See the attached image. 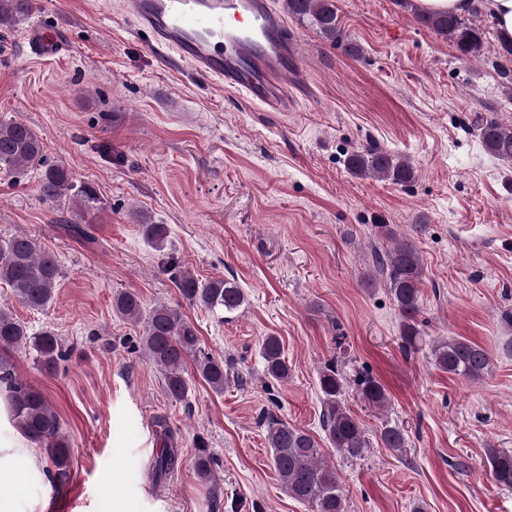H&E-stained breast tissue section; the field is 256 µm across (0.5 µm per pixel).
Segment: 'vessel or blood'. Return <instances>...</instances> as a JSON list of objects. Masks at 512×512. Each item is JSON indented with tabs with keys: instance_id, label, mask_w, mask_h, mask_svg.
<instances>
[{
	"instance_id": "vessel-or-blood-1",
	"label": "vessel or blood",
	"mask_w": 512,
	"mask_h": 512,
	"mask_svg": "<svg viewBox=\"0 0 512 512\" xmlns=\"http://www.w3.org/2000/svg\"><path fill=\"white\" fill-rule=\"evenodd\" d=\"M122 12L132 32L148 35L151 52L176 54L198 78L220 83L263 111H288L291 90L307 81L297 41L272 0H122ZM29 48L47 56L66 45L39 28Z\"/></svg>"
}]
</instances>
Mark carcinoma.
Instances as JSON below:
<instances>
[{
    "label": "carcinoma",
    "instance_id": "carcinoma-1",
    "mask_svg": "<svg viewBox=\"0 0 512 512\" xmlns=\"http://www.w3.org/2000/svg\"><path fill=\"white\" fill-rule=\"evenodd\" d=\"M288 15L306 20L326 40L344 42L335 0H286ZM32 0H0V25L26 15ZM417 24L432 29L453 43L460 56L477 58L483 54L482 31L467 19L445 12H418ZM478 137L486 150L495 157L512 161V125L495 116L477 120ZM348 170L360 177H374L396 184L409 183L414 177L410 162L369 143L346 155ZM39 170L41 200L56 207L67 202L66 215L59 221L69 225L77 236H87L82 227L86 216L98 209L99 198L89 185H77L70 170L58 162L47 160L43 142L35 129L24 121L0 117V170L23 174ZM383 237L393 245L373 253V266L384 279L401 321L400 348L408 356L419 349L422 341L419 316L423 305L426 270L420 250L406 236L388 224L378 225ZM144 237L162 251L169 237L164 224H142ZM164 272L177 289L180 298L190 306L213 314H233L244 308L246 295L238 282L231 278L201 279L186 269L174 257H169ZM60 265L55 255L41 249L26 235L0 239V281L7 283L16 300L31 310H44L55 299L60 277ZM116 313L142 327L141 345L149 360L160 370L167 396L181 402L188 394L185 367L193 360L198 375L216 392L224 391L229 371L224 358L214 357L200 347L195 325L184 318L180 309L164 303L147 309L140 297L121 292L113 299ZM24 348L33 355L40 370L48 375L58 371L64 358L61 343L55 334L45 330L32 332L10 310L0 305V396L5 399L7 420L26 440L45 450L50 461L47 476L58 487H65L73 477L71 450L62 432L58 414L46 397L35 387L17 378L10 352ZM265 378L277 382L288 380L290 368L283 344L274 335L262 339L259 350ZM434 366L450 375L468 381H479L492 367L489 352L462 336L435 340L430 348ZM318 385L323 396L324 410L321 427L331 449L349 461L364 458L370 448L369 438L361 423L345 402L344 379L336 361L324 364ZM357 395L375 408L385 406L387 394L383 385L370 375L355 380ZM260 424L271 450L273 469L286 495L304 505L309 512H347V497L336 469L325 463L324 448L306 430L292 426L270 411L261 415ZM380 440L387 448H403L405 432L386 425ZM199 452L193 467L198 479L215 483L214 459L206 450L204 440L197 442ZM490 475L501 488L512 489V451L490 448L487 452ZM178 465L175 449L163 446L155 454L149 471L159 484Z\"/></svg>",
    "mask_w": 512,
    "mask_h": 512
}]
</instances>
